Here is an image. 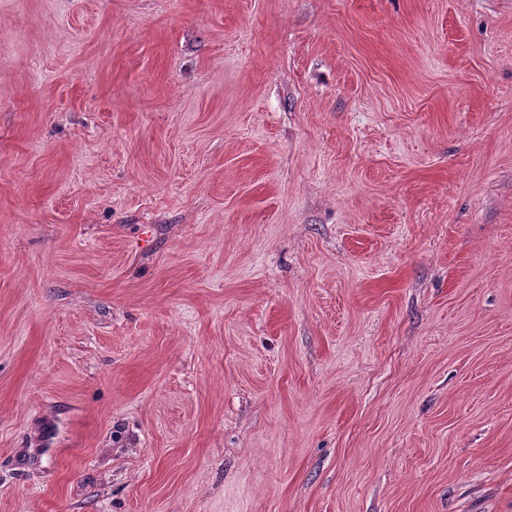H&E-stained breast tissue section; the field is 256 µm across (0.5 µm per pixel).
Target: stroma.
I'll use <instances>...</instances> for the list:
<instances>
[{"label": "stroma", "instance_id": "stroma-1", "mask_svg": "<svg viewBox=\"0 0 512 512\" xmlns=\"http://www.w3.org/2000/svg\"><path fill=\"white\" fill-rule=\"evenodd\" d=\"M0 512H512V0H0Z\"/></svg>", "mask_w": 512, "mask_h": 512}]
</instances>
